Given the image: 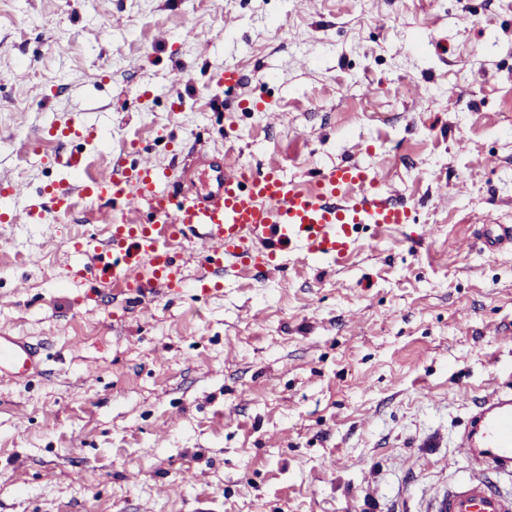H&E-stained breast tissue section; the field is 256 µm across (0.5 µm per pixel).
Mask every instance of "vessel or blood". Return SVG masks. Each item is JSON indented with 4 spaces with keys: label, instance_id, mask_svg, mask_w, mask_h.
<instances>
[{
    "label": "vessel or blood",
    "instance_id": "obj_1",
    "mask_svg": "<svg viewBox=\"0 0 512 512\" xmlns=\"http://www.w3.org/2000/svg\"><path fill=\"white\" fill-rule=\"evenodd\" d=\"M81 128L90 132L94 124L84 118L53 121L45 132L61 139ZM208 170L209 178L197 180L188 169L160 168L140 158L89 180L52 183L36 198L18 182H1L0 223H18L23 214H61L81 197L97 223L111 225L112 234L104 242L89 236L75 244L81 260L72 266L73 275L92 288L110 283L127 289L147 307L158 294L188 288L215 295L225 273L242 267L275 274L292 256L305 264L322 258L341 265L355 249L358 226L414 221L413 208L358 162L318 170L311 189L278 169L245 168L230 150L210 161ZM184 237L201 264L192 279L171 250ZM511 250L512 225H490L482 254L494 259ZM36 366L29 342L0 333V384L22 383ZM456 446L471 471L436 492L428 512H512V489L494 481L512 476V392L496 391L475 403Z\"/></svg>",
    "mask_w": 512,
    "mask_h": 512
}]
</instances>
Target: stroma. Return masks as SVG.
<instances>
[{
	"mask_svg": "<svg viewBox=\"0 0 512 512\" xmlns=\"http://www.w3.org/2000/svg\"><path fill=\"white\" fill-rule=\"evenodd\" d=\"M226 65L238 91L212 82ZM1 71L0 181L33 193L73 177L44 155L97 172L133 141L160 167L231 145L299 181L360 161L418 221L147 309L71 278L75 241L107 235L84 204L0 223V329L42 359L0 385V512H427L466 474L473 399L512 389V252L475 247L512 224V0H0ZM81 113L111 147L19 161Z\"/></svg>",
	"mask_w": 512,
	"mask_h": 512,
	"instance_id": "35a3bbf8",
	"label": "stroma"
}]
</instances>
